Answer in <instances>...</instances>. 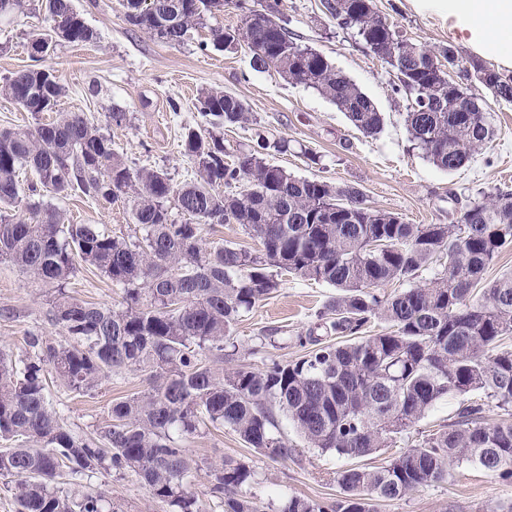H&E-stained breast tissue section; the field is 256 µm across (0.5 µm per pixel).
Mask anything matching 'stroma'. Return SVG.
<instances>
[{"instance_id":"obj_1","label":"stroma","mask_w":512,"mask_h":512,"mask_svg":"<svg viewBox=\"0 0 512 512\" xmlns=\"http://www.w3.org/2000/svg\"><path fill=\"white\" fill-rule=\"evenodd\" d=\"M74 4L100 40L93 45L57 43L48 59L65 89L57 109L83 113L98 124L111 139L113 152L133 168L164 170L179 185L192 181L195 167L181 147V134L184 128L200 127L197 94L215 87L239 97L249 109L248 121L224 129L229 159L253 151L262 137L285 143L286 151H266V161L297 177L355 187L369 205L401 214L409 223L448 224L469 197L499 187L512 189V178L501 174L505 159L512 158V103L473 86V94L490 114L494 137L464 168L455 172L437 168L410 140L404 122L408 100L393 92L386 65L338 25L325 10L324 0H282L281 18L299 44L326 56L373 100L384 116L377 135H364L314 89L288 83L273 68L253 69L246 47L211 46L210 28L241 24L242 12L231 2L178 45L131 26L123 0H74ZM374 5L413 42L435 52L451 45L462 55L473 56V49L451 30L447 15L419 9L414 0H374ZM44 25L41 0H25L22 10L0 20V81L30 65L27 39ZM117 110L125 114L118 125L106 119L108 112ZM58 205L74 223L96 224L125 238L139 234L130 204L110 206L76 194ZM68 289L91 303L116 306L121 301L119 288L86 265L80 266ZM335 294L328 285L292 274L282 276L278 290L235 327L232 337L238 352L227 361V368L241 364L260 368L273 360L286 363L302 356L299 336L314 325L317 312ZM3 309L9 315L0 317V349L13 356L25 355L28 335L61 336L47 316L46 286L4 260L0 261ZM272 329L278 332L275 341L266 343L258 354H249V347ZM145 386L143 373L126 371L86 395L50 384L48 398L71 431L88 435L107 424L112 402ZM281 429L297 448L300 462L273 461L248 452L226 428L207 425L184 439V448L199 463L190 488L209 512H221L211 494L212 469L227 459L249 462L257 473L255 490L267 502L275 504L291 494L323 501L336 498L337 474L346 467V459L308 447L289 422H282ZM83 484L108 492L125 512H164L134 473L99 470L85 477ZM511 501L512 482L462 464L451 467L447 479L399 499L377 502L376 508L377 512H491Z\"/></svg>"}]
</instances>
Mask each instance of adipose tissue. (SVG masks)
I'll return each mask as SVG.
<instances>
[{"mask_svg":"<svg viewBox=\"0 0 512 512\" xmlns=\"http://www.w3.org/2000/svg\"><path fill=\"white\" fill-rule=\"evenodd\" d=\"M423 7L447 13L453 29L471 45L512 65V0H420Z\"/></svg>","mask_w":512,"mask_h":512,"instance_id":"obj_1","label":"adipose tissue"}]
</instances>
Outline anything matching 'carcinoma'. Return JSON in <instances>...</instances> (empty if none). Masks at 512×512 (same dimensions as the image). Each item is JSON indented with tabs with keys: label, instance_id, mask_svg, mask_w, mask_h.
<instances>
[{
	"label": "carcinoma",
	"instance_id": "cac0c4a2",
	"mask_svg": "<svg viewBox=\"0 0 512 512\" xmlns=\"http://www.w3.org/2000/svg\"><path fill=\"white\" fill-rule=\"evenodd\" d=\"M226 0H125L127 21L178 44L187 31L224 8ZM243 14L237 29L213 28L216 47L241 41L258 71L274 68L289 83L317 90L366 133L380 130L372 99L322 54L298 44L277 17ZM48 26L31 41L95 44L99 33L72 0H44ZM326 9L388 65L394 91L411 103L405 124L415 148L436 167L454 171L493 137L479 101L465 112L452 105L460 86L435 67L440 55L460 61V78L487 72V90L512 102V77L459 51L422 52L380 15L373 0H329ZM0 86L4 98L38 118L56 111L64 89L38 58ZM196 109L205 129L186 128L184 153L196 177L173 184L167 172L134 169L112 152V141L79 112L26 130H0V260L49 287L48 317L64 339L30 336L21 358L0 351V478L13 483L16 512H124L104 492L83 489L95 470L136 473L168 512H208L190 490L198 464L180 441L200 424L228 428L246 447L275 461L298 460L281 432L285 417L309 447L344 459L386 448L402 450L379 465L352 464L337 474L340 495L317 501L283 498L278 512H376L444 480L468 463L512 480V420L489 424L493 403L512 413V273L487 282L486 269L512 245V190L480 192L450 224H410L370 206L350 186L298 178L265 162L261 152L229 164L218 129L247 118L236 96L208 89ZM35 174L26 185L20 171ZM237 191L224 194L223 186ZM81 193L116 204L134 197L132 221L143 234L112 236L96 224H72L51 202ZM189 219L172 218L170 202ZM25 203L26 214L8 210ZM205 224H238L259 240L252 252L207 247ZM95 267L120 288L121 307L80 301L66 291L77 265ZM433 277L422 281L423 273ZM285 271L327 284L337 296L318 312L297 360L262 368L224 369L234 326L270 298ZM397 283L385 295L380 288ZM385 322L371 334L372 321ZM140 371L148 388L110 406L109 423L79 436L47 402V376L88 394L104 378ZM456 400L454 420L411 430L441 400ZM256 472L226 460L213 470L211 493L223 512H267L253 492Z\"/></svg>",
	"mask_w": 512,
	"mask_h": 512
}]
</instances>
